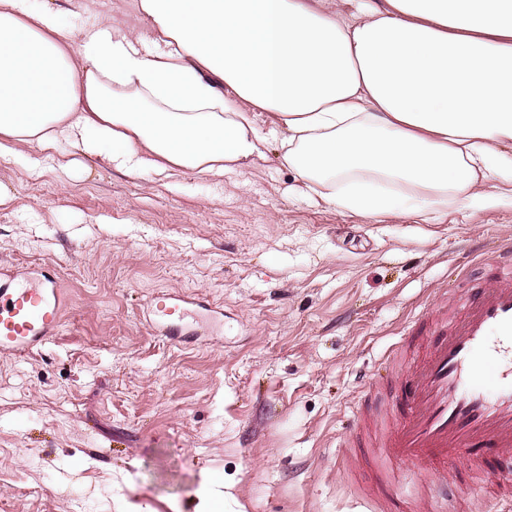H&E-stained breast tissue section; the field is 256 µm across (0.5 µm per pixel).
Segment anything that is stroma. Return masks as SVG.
I'll return each mask as SVG.
<instances>
[{
    "label": "stroma",
    "instance_id": "obj_1",
    "mask_svg": "<svg viewBox=\"0 0 512 512\" xmlns=\"http://www.w3.org/2000/svg\"><path fill=\"white\" fill-rule=\"evenodd\" d=\"M80 32L148 34L139 0H55ZM207 177L97 166L66 144L0 157V263L59 279L61 325L0 354V512H371L379 464L353 411L408 325L465 286L464 248L512 239L507 185L483 202L368 221L327 206L279 156ZM184 294L223 321L176 345L150 302ZM461 512H498L487 486L437 484Z\"/></svg>",
    "mask_w": 512,
    "mask_h": 512
}]
</instances>
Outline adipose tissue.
<instances>
[{
	"mask_svg": "<svg viewBox=\"0 0 512 512\" xmlns=\"http://www.w3.org/2000/svg\"><path fill=\"white\" fill-rule=\"evenodd\" d=\"M139 8L147 38L0 0V156L63 141L130 175H220L262 155L261 110L307 189L369 220L512 184V0H355L349 19L310 0Z\"/></svg>",
	"mask_w": 512,
	"mask_h": 512,
	"instance_id": "ef3b65f1",
	"label": "adipose tissue"
}]
</instances>
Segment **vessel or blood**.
Instances as JSON below:
<instances>
[{
  "label": "vessel or blood",
  "mask_w": 512,
  "mask_h": 512,
  "mask_svg": "<svg viewBox=\"0 0 512 512\" xmlns=\"http://www.w3.org/2000/svg\"><path fill=\"white\" fill-rule=\"evenodd\" d=\"M62 290L55 282L19 280L0 267V353L34 349L59 325ZM190 297L174 295L160 304L164 336L177 339ZM512 243L488 264L485 277L459 298L452 311L435 309L415 324L400 347L392 396L398 416L380 421L370 411L358 417L366 442L380 448L386 468L379 486L395 478L405 462H428L442 478L456 477L453 465L472 455L480 468L512 466Z\"/></svg>",
  "instance_id": "b4317fda"
}]
</instances>
